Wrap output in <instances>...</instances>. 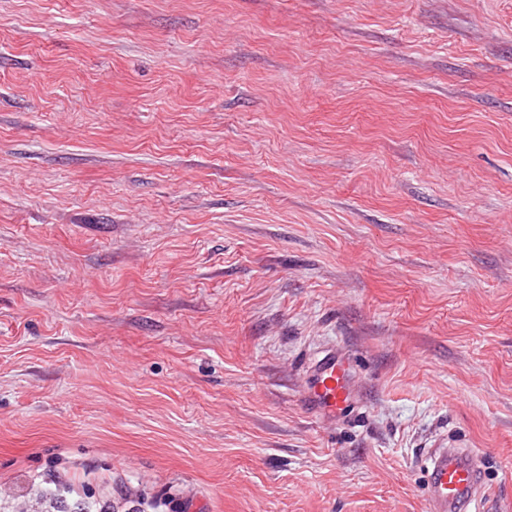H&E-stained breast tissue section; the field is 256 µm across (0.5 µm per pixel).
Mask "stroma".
Returning a JSON list of instances; mask_svg holds the SVG:
<instances>
[{
  "mask_svg": "<svg viewBox=\"0 0 512 512\" xmlns=\"http://www.w3.org/2000/svg\"><path fill=\"white\" fill-rule=\"evenodd\" d=\"M427 448L512 512V0H0V512H429ZM348 359L332 350L309 369L303 384V402L312 416L336 421L360 398Z\"/></svg>",
  "mask_w": 512,
  "mask_h": 512,
  "instance_id": "35a3bbf8",
  "label": "stroma"
}]
</instances>
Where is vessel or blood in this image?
Listing matches in <instances>:
<instances>
[{"mask_svg": "<svg viewBox=\"0 0 512 512\" xmlns=\"http://www.w3.org/2000/svg\"><path fill=\"white\" fill-rule=\"evenodd\" d=\"M359 397L348 359L333 351L317 360L304 379V405L322 420L333 422L343 417ZM425 477L429 512H481L483 484L475 450L429 449Z\"/></svg>", "mask_w": 512, "mask_h": 512, "instance_id": "vessel-or-blood-1", "label": "vessel or blood"}]
</instances>
